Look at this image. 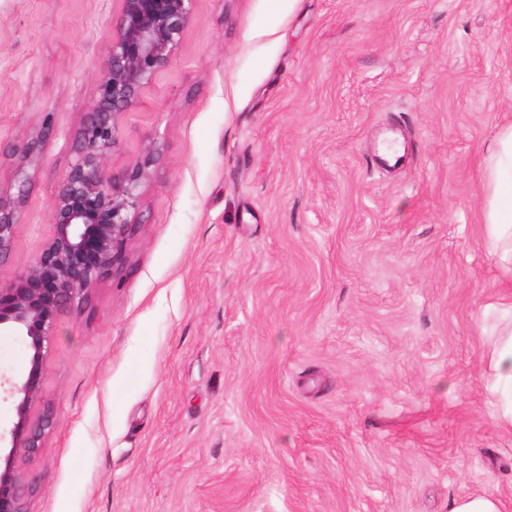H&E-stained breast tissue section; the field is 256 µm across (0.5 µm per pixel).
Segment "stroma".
Listing matches in <instances>:
<instances>
[{
	"instance_id": "1",
	"label": "stroma",
	"mask_w": 512,
	"mask_h": 512,
	"mask_svg": "<svg viewBox=\"0 0 512 512\" xmlns=\"http://www.w3.org/2000/svg\"><path fill=\"white\" fill-rule=\"evenodd\" d=\"M122 0H0V188L31 169L9 281L49 238L66 139ZM512 121V0H195L121 118L150 143L117 281L66 316L29 512H449L512 498L488 391L506 279L480 162ZM403 159L378 161L383 132ZM508 504L497 497L483 496L456 500L450 512H509Z\"/></svg>"
}]
</instances>
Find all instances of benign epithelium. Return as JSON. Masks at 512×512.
Segmentation results:
<instances>
[{
    "mask_svg": "<svg viewBox=\"0 0 512 512\" xmlns=\"http://www.w3.org/2000/svg\"><path fill=\"white\" fill-rule=\"evenodd\" d=\"M195 0H123L112 46L96 82L93 101L71 141L73 160L48 212L52 235L30 263L0 281V335L28 338L30 357L10 382L15 419L0 431L9 452L0 455V512H28L37 487L25 465L44 447L59 422L51 406L39 405L45 370L61 319L87 309L96 287L128 266L127 247L138 231L142 187L159 158L147 150L126 169L108 173L122 136L120 118L141 103L153 77L167 67L192 20ZM50 124L24 145L13 171L15 192L0 191V267L11 262L30 184L29 168Z\"/></svg>",
    "mask_w": 512,
    "mask_h": 512,
    "instance_id": "benign-epithelium-1",
    "label": "benign epithelium"
}]
</instances>
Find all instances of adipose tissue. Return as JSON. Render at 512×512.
Returning a JSON list of instances; mask_svg holds the SVG:
<instances>
[{
	"instance_id": "obj_1",
	"label": "adipose tissue",
	"mask_w": 512,
	"mask_h": 512,
	"mask_svg": "<svg viewBox=\"0 0 512 512\" xmlns=\"http://www.w3.org/2000/svg\"><path fill=\"white\" fill-rule=\"evenodd\" d=\"M481 222L506 278L512 279V122L500 127L481 167ZM490 391L500 402V423L512 428V322L491 343Z\"/></svg>"
}]
</instances>
